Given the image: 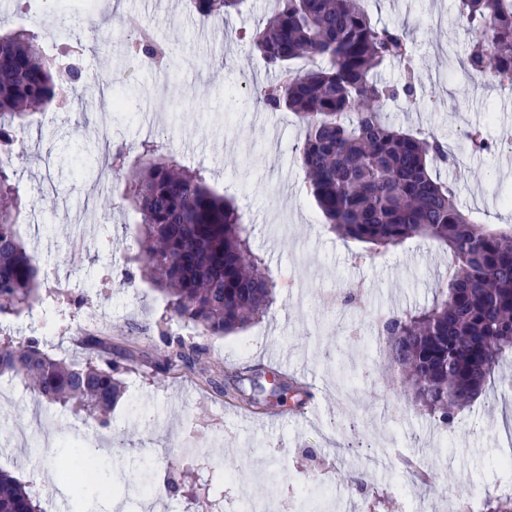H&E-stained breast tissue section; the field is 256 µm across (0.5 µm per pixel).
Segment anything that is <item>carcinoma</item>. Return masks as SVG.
<instances>
[{"label":"carcinoma","mask_w":512,"mask_h":512,"mask_svg":"<svg viewBox=\"0 0 512 512\" xmlns=\"http://www.w3.org/2000/svg\"><path fill=\"white\" fill-rule=\"evenodd\" d=\"M243 0H188L203 18L228 15ZM266 23L250 36L252 48L276 73L256 93L266 109L294 112L305 127L299 162L317 207L341 237L386 253L413 239L438 243L453 263L431 304L388 316L382 323L387 363L402 376L401 394L437 426L453 425L459 410L494 380L512 354V227L477 224L459 207L456 188L433 175L448 162L438 138L389 124L384 106L411 96L377 80L388 62L411 71L407 32L374 24L364 0H276ZM473 43L466 69L475 77L512 81V0H459ZM57 52L46 51L27 28L0 35V314L29 308L38 298L39 266L18 231L22 205L10 151L32 110L61 105L57 80L84 83L74 36L60 28ZM127 56L167 58L164 44L143 28L124 45ZM318 57L304 73L294 61ZM128 168L126 194L138 232L135 261L168 300L173 316L206 336L241 331L274 301L264 260L250 245L249 225L233 200L213 189L203 168L186 167L149 145ZM161 357L150 365L164 380L185 371L215 388L218 374L204 345L164 337ZM83 346L97 357L84 362L56 358L37 340L0 345V376L18 379L35 396L76 409L106 428L122 396L112 344L88 335ZM228 401L264 406L242 388L223 390ZM0 512H44L39 490L0 469ZM484 512H512V490L484 500Z\"/></svg>","instance_id":"obj_1"}]
</instances>
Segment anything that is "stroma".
<instances>
[{
	"mask_svg": "<svg viewBox=\"0 0 512 512\" xmlns=\"http://www.w3.org/2000/svg\"><path fill=\"white\" fill-rule=\"evenodd\" d=\"M365 7L377 25L405 26L411 44L414 96L388 103V121L447 144L455 160L436 175L455 184L465 213L480 224L512 225V89L468 75L472 35L458 0H365ZM271 8V0H245L240 11L204 21L186 0L100 5L82 36L84 85L59 81L67 109L42 108L18 136L12 165L27 201L20 232L41 266V300L35 312L0 315V340L35 338L79 360L77 337L98 331L111 337L113 355L136 364L121 374L125 393L102 431L0 377V468L36 485L45 512H109L105 496L114 492L126 512H197L207 478L214 495L262 499L270 512H289L304 495L332 500L333 512H455L459 500L485 499L512 481L499 464L512 433V361L443 430L405 404L384 348L373 347L381 317L431 303L448 256L412 240L356 264L360 243L324 224L297 162L302 125L254 96L275 75L246 35ZM48 15L44 0H0V33L37 24L54 48ZM133 22L149 27L172 58L168 96L153 107L138 95L150 74L123 52ZM106 83L126 96L125 111L103 108ZM474 128L495 152L470 149L465 134ZM147 141L205 168L212 186L234 194L275 286L274 303L249 328L203 335L171 317L141 276L136 216L109 155L137 156ZM348 286L363 288L364 298L342 313L332 299ZM167 335L206 346L225 376L243 367L265 378L278 371L315 385V398L299 409L289 392L252 414L191 373L156 385L149 365ZM94 440L105 450L98 478L105 493L79 502L58 472L71 465V446ZM351 470L366 471L374 496L362 498L347 483ZM228 471L236 483H225ZM144 474L177 485V493L138 497ZM423 475L439 492L411 501Z\"/></svg>",
	"mask_w": 512,
	"mask_h": 512,
	"instance_id": "35a3bbf8",
	"label": "stroma"
}]
</instances>
